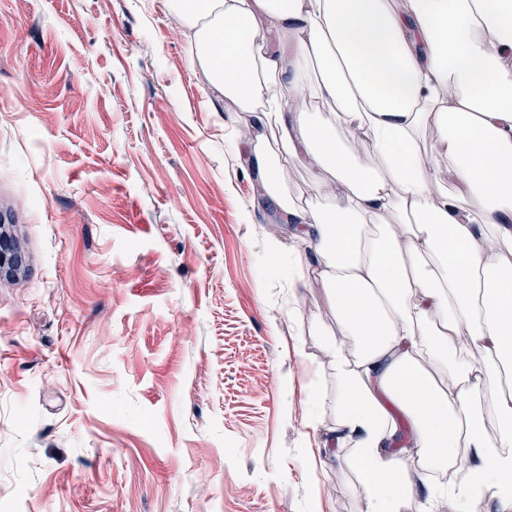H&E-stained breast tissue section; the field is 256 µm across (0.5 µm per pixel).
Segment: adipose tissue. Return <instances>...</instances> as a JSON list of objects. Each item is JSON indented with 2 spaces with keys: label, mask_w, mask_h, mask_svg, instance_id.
<instances>
[{
  "label": "adipose tissue",
  "mask_w": 512,
  "mask_h": 512,
  "mask_svg": "<svg viewBox=\"0 0 512 512\" xmlns=\"http://www.w3.org/2000/svg\"><path fill=\"white\" fill-rule=\"evenodd\" d=\"M169 5L249 115L246 163L336 312L322 334L363 512H406L411 462L473 452L462 512H512V0Z\"/></svg>",
  "instance_id": "obj_1"
}]
</instances>
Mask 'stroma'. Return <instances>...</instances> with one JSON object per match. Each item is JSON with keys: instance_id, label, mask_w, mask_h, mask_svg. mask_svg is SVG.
<instances>
[{"instance_id": "stroma-1", "label": "stroma", "mask_w": 512, "mask_h": 512, "mask_svg": "<svg viewBox=\"0 0 512 512\" xmlns=\"http://www.w3.org/2000/svg\"><path fill=\"white\" fill-rule=\"evenodd\" d=\"M245 120L167 0H0V512H361ZM22 253L11 243L5 224L0 225V275L17 274L24 266Z\"/></svg>"}]
</instances>
